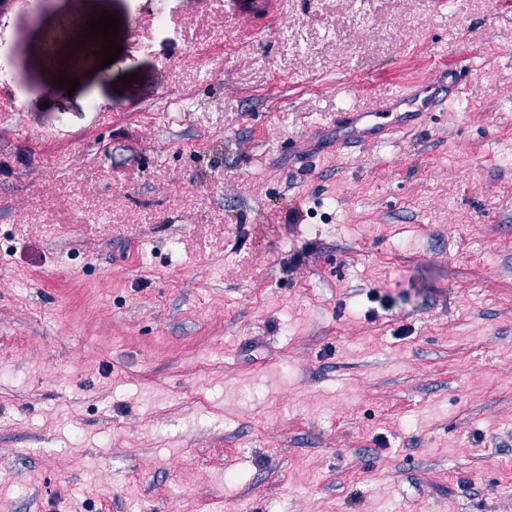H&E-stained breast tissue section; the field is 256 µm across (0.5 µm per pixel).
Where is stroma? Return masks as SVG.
<instances>
[{
	"instance_id": "1",
	"label": "stroma",
	"mask_w": 512,
	"mask_h": 512,
	"mask_svg": "<svg viewBox=\"0 0 512 512\" xmlns=\"http://www.w3.org/2000/svg\"><path fill=\"white\" fill-rule=\"evenodd\" d=\"M29 2L0 512H512V0H167L163 33L155 0ZM97 10L118 59L48 65ZM444 62L430 120L337 146ZM426 88L419 84H414L408 88L406 92H395L389 99H381L376 101L371 108H347L344 109L339 118L338 124L345 130H349L352 135L360 139L376 138L377 131L380 129V123L367 124L363 127H358V124L365 118L371 117L374 119H382L386 117L385 112H392L390 107L387 106L390 100H416L421 97Z\"/></svg>"
}]
</instances>
